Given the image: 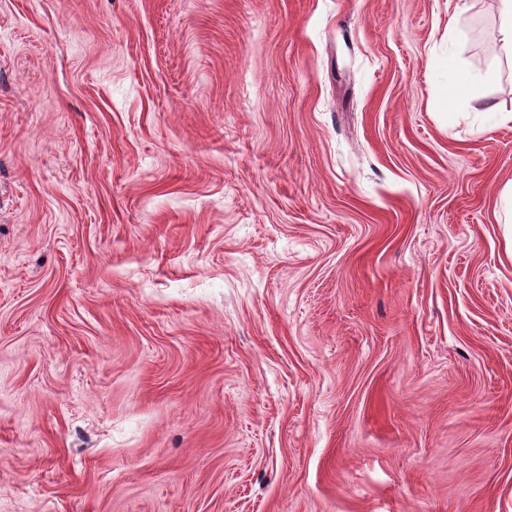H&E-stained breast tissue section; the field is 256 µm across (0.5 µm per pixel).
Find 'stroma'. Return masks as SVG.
I'll use <instances>...</instances> for the list:
<instances>
[{
    "label": "stroma",
    "instance_id": "35a3bbf8",
    "mask_svg": "<svg viewBox=\"0 0 512 512\" xmlns=\"http://www.w3.org/2000/svg\"><path fill=\"white\" fill-rule=\"evenodd\" d=\"M498 0H0V512H512Z\"/></svg>",
    "mask_w": 512,
    "mask_h": 512
}]
</instances>
